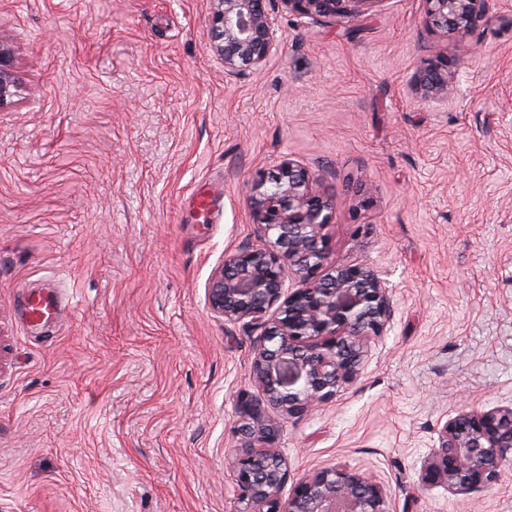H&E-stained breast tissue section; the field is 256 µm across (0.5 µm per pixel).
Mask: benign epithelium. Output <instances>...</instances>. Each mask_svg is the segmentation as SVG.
<instances>
[{
    "label": "benign epithelium",
    "mask_w": 512,
    "mask_h": 512,
    "mask_svg": "<svg viewBox=\"0 0 512 512\" xmlns=\"http://www.w3.org/2000/svg\"><path fill=\"white\" fill-rule=\"evenodd\" d=\"M210 47L224 76L258 70L280 50L267 0H212ZM300 23L334 28L370 14L384 0H277ZM423 30L444 40L467 39L496 24L512 26V0H419ZM423 61L410 86L424 102L448 103L468 56ZM14 51L0 40V110L20 97ZM321 174L282 156L249 184L255 243L229 252L211 273V311L258 331L250 376L256 393L237 396L242 443L225 454L239 491L237 512H389L386 488L337 461L293 473L279 448L283 421L300 419L351 389L371 356L373 340L390 330V282L363 260L336 261L328 227L335 206ZM512 458V404L464 408L437 429L420 480L470 495L495 484ZM288 498H283V492Z\"/></svg>",
    "instance_id": "obj_1"
}]
</instances>
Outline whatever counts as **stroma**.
Wrapping results in <instances>:
<instances>
[{"label": "stroma", "mask_w": 512, "mask_h": 512, "mask_svg": "<svg viewBox=\"0 0 512 512\" xmlns=\"http://www.w3.org/2000/svg\"><path fill=\"white\" fill-rule=\"evenodd\" d=\"M212 7L0 0L36 91L0 111V512H238L224 458L256 334L206 287L255 240L248 178L288 154L335 201L333 257L395 295L356 385L284 424L292 471L345 461L391 512H512V466L469 496L419 479L443 417L512 402V29L440 110L409 91L419 0L335 29L276 11L280 53L234 80ZM48 286L57 314L29 323Z\"/></svg>", "instance_id": "stroma-1"}]
</instances>
